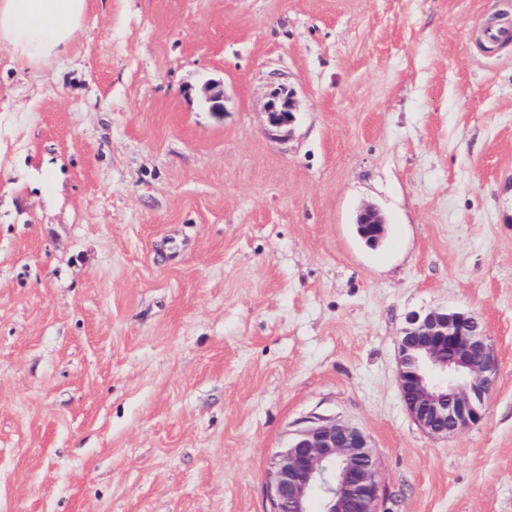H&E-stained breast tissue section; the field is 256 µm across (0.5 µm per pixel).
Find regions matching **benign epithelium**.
I'll use <instances>...</instances> for the list:
<instances>
[{
	"label": "benign epithelium",
	"instance_id": "1",
	"mask_svg": "<svg viewBox=\"0 0 512 512\" xmlns=\"http://www.w3.org/2000/svg\"><path fill=\"white\" fill-rule=\"evenodd\" d=\"M274 131L290 125L294 104L277 91L267 104ZM378 245L386 223L372 207L356 218ZM397 382L406 411L424 432L446 438L480 425L497 381V362L481 320L444 308L414 312L397 339ZM272 512H379L381 481L368 436L336 419L303 428L278 451L269 476Z\"/></svg>",
	"mask_w": 512,
	"mask_h": 512
}]
</instances>
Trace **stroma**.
<instances>
[{
  "instance_id": "stroma-1",
  "label": "stroma",
  "mask_w": 512,
  "mask_h": 512,
  "mask_svg": "<svg viewBox=\"0 0 512 512\" xmlns=\"http://www.w3.org/2000/svg\"><path fill=\"white\" fill-rule=\"evenodd\" d=\"M507 19L90 0L53 65L0 47V512H272L273 458L318 417L368 435L381 512H512V36L484 34ZM434 307L479 315L499 367L447 438L397 383ZM294 104L291 97L284 92L277 91L267 104L268 123L271 131H278L290 125L294 118ZM356 227L359 229L360 238L367 246H377L386 235V223L378 211L372 207L362 208L356 218ZM370 239L372 246L367 240Z\"/></svg>"
}]
</instances>
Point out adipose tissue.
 Returning a JSON list of instances; mask_svg holds the SVG:
<instances>
[{"label": "adipose tissue", "instance_id": "adipose-tissue-1", "mask_svg": "<svg viewBox=\"0 0 512 512\" xmlns=\"http://www.w3.org/2000/svg\"><path fill=\"white\" fill-rule=\"evenodd\" d=\"M89 0H0V46L14 62L57 60L87 24Z\"/></svg>", "mask_w": 512, "mask_h": 512}]
</instances>
